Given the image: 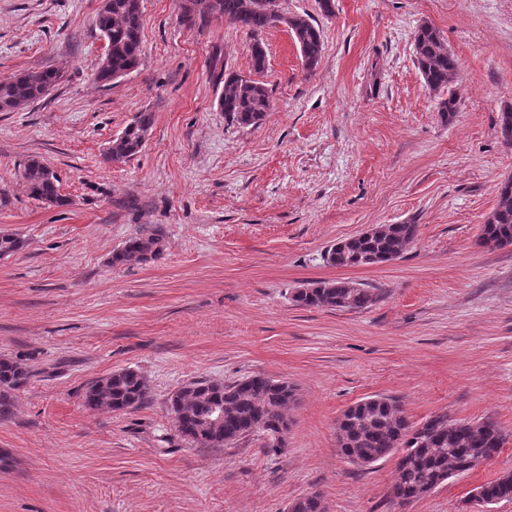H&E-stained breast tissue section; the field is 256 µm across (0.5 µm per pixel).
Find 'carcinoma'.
Segmentation results:
<instances>
[{
    "label": "carcinoma",
    "mask_w": 512,
    "mask_h": 512,
    "mask_svg": "<svg viewBox=\"0 0 512 512\" xmlns=\"http://www.w3.org/2000/svg\"><path fill=\"white\" fill-rule=\"evenodd\" d=\"M184 11L196 16L219 14L247 30L253 36L250 46L252 68L266 67L267 53L260 34L276 24H284L299 46L304 69L311 74L317 68L324 49L319 26L299 15H286L279 0H186ZM95 24L107 41V61L94 75L98 83L112 82V76L126 75L140 64L143 17L140 0H106L98 11ZM417 68L425 86L434 93L448 88L458 78V64L439 32L429 25L419 27L414 38ZM64 78L57 68L19 73L0 78V112L24 110L45 97L44 89L56 86ZM224 118L233 125L255 126L271 109L268 88L261 82L236 73L224 75L219 97ZM154 114L140 112L120 136L109 141L104 161L119 164L140 153L148 140ZM28 194L50 205L64 206L59 194V179L46 164L30 159L21 173ZM418 234L416 224H378L372 235L350 238L334 254L325 258L336 267H358L388 262L402 256ZM160 239L154 235L130 237L113 256V262L128 267L155 259L161 254ZM480 243L484 246L512 245V176L500 183L495 207L482 225ZM379 295L348 281H318L300 288L293 300L305 307L330 309H366ZM29 371L18 361L0 359V419L14 412L12 392L26 385ZM148 388L134 369L112 373L89 385L84 405L96 410L124 411L142 405ZM288 382L264 375L246 377L224 386L206 379L194 380L169 405L178 414V432L205 447H222L242 438L260 435L265 447L277 450L284 445L279 433L288 429L285 410L294 400ZM224 411L220 421L212 411ZM337 429L341 454L351 463L370 467L398 455L396 478L391 487V502L410 503L421 497L440 479H449L474 468V460L492 459L503 447L506 434L491 417L480 422L450 420L448 414H434L426 421L412 422L397 402L389 397L363 399L342 414ZM487 499H512V475L481 485Z\"/></svg>",
    "instance_id": "obj_1"
}]
</instances>
